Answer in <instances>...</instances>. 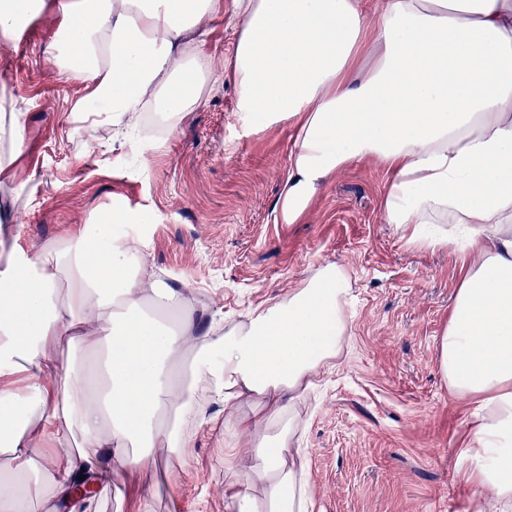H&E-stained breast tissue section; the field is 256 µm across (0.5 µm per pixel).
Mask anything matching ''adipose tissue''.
Masks as SVG:
<instances>
[{"mask_svg":"<svg viewBox=\"0 0 512 512\" xmlns=\"http://www.w3.org/2000/svg\"><path fill=\"white\" fill-rule=\"evenodd\" d=\"M225 0H0V41L55 13L53 62L82 82L77 111L112 123L121 147L146 107L175 134L199 102L208 22ZM235 121L245 135L291 132L274 213L298 223L354 162L388 175L383 215L402 240L467 251L439 368L479 404L480 462L466 478L512 512V0H232ZM87 233L0 261V512H99L114 482L181 467L193 428L249 437L246 476L225 512H308L299 406L335 367L349 333L348 272L327 264L243 321L173 286L136 239L91 261ZM111 350L105 379L50 347ZM241 409L222 422L198 396ZM86 476L95 495L79 497Z\"/></svg>","mask_w":512,"mask_h":512,"instance_id":"obj_1","label":"adipose tissue"}]
</instances>
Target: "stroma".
<instances>
[{
	"label": "stroma",
	"instance_id": "stroma-1",
	"mask_svg": "<svg viewBox=\"0 0 512 512\" xmlns=\"http://www.w3.org/2000/svg\"><path fill=\"white\" fill-rule=\"evenodd\" d=\"M56 22L35 20L22 40L0 43V89L23 112L24 152L0 181L14 222L6 244L27 254L94 224L114 197L152 209L135 227L149 261L172 283L199 288L229 316L285 295L321 265L350 276L347 353L302 405L301 441L311 512H494L477 509L464 479L476 402L449 391L439 369L441 333L459 281L456 246H410L382 221L384 170L351 164L297 224H278L274 203L287 170L290 132L243 135L234 118L229 60L234 33L216 21L211 73L188 121L144 158L112 167V126L81 124L80 82L52 64ZM201 430L178 485L165 470L109 491L100 512H143L139 488L154 484V512H224V481L249 459Z\"/></svg>",
	"mask_w": 512,
	"mask_h": 512
}]
</instances>
